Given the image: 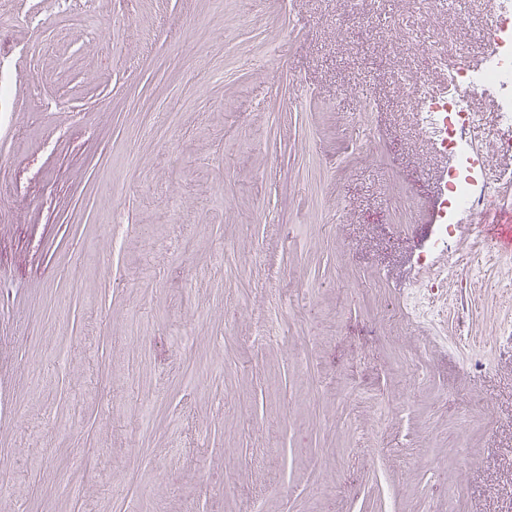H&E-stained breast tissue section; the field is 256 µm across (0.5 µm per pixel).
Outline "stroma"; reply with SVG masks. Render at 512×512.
Wrapping results in <instances>:
<instances>
[{"label":"stroma","mask_w":512,"mask_h":512,"mask_svg":"<svg viewBox=\"0 0 512 512\" xmlns=\"http://www.w3.org/2000/svg\"><path fill=\"white\" fill-rule=\"evenodd\" d=\"M400 9L0 0L14 512H512V287L415 265L446 157L396 74L456 13ZM30 82L25 83L21 79L18 78L17 75L5 70L3 66H0V124L6 123L8 125H12L14 128L16 127V123L14 121L15 112L13 109H9V105L11 104L13 98L19 93L21 90H27L29 88Z\"/></svg>","instance_id":"stroma-1"}]
</instances>
